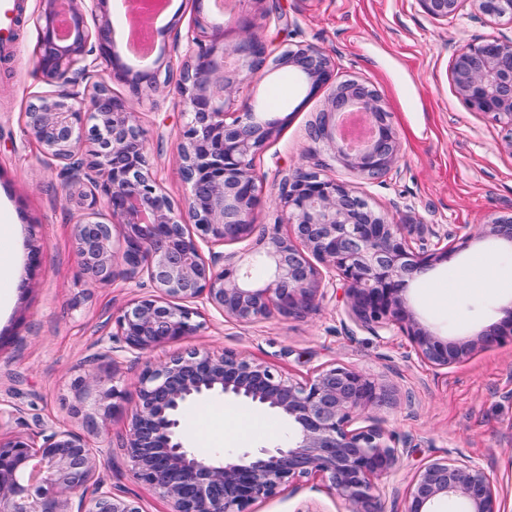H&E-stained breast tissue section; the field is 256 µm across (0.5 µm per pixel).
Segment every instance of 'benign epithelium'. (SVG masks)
Masks as SVG:
<instances>
[{"label":"benign epithelium","instance_id":"1","mask_svg":"<svg viewBox=\"0 0 512 512\" xmlns=\"http://www.w3.org/2000/svg\"><path fill=\"white\" fill-rule=\"evenodd\" d=\"M467 1L485 16L512 19V0H417L426 15L445 21ZM105 4L42 0L34 21L36 68L57 89L34 94L23 117L44 157L60 167L66 195H80L73 240L88 282L150 283L152 293L134 299L115 319L121 351L141 356L194 335L199 300L241 324L275 311L302 317L316 310L327 284L338 278L353 322L377 337L400 333L432 368H448L478 348L512 339L511 309L477 339L455 342L424 326L407 303L408 283L466 247L469 232L446 244L448 236L432 229L437 243L417 250L414 225L375 210L350 184L313 168L282 185L281 219L257 231L255 159L281 121L260 116L248 102L236 103L234 92L270 64L301 75L310 97L331 87L310 132L314 147L365 179L386 176L399 161V141L378 92L359 80L335 81L332 60L310 44H295L272 60L267 42L252 32L223 49L219 61L216 33L195 19L183 36L190 62L179 83L187 122L177 144L178 173L189 195L175 205L157 179L134 113V101L157 88L159 73L138 74L129 97L96 80L104 67L125 80L109 44ZM89 17L98 23L95 34ZM450 74L472 111L509 128L512 150V38L490 35L457 47ZM349 112L364 113L373 128L360 149L339 135ZM102 196L106 222L97 211ZM282 224L289 225L285 236ZM116 232L123 240L119 253ZM483 235L512 244V217H491ZM251 238L254 246L242 252L216 250ZM257 261L268 271L261 285L251 274ZM135 388L138 404L124 445L130 472L169 512H251L255 503L309 477L319 479L346 512H384L381 482L397 472L406 452L366 415L394 403V389L352 365L323 366L299 380L241 353L194 348L145 367ZM70 392L82 431L47 425L37 440L0 439V512H142L138 501L113 493L99 475L109 450L89 440L126 392L95 373L76 377ZM215 396L277 413L288 423V439L227 457L194 452L185 446L182 420L189 406ZM443 501L462 502L465 512H500L490 475L468 458L421 464L401 512H436Z\"/></svg>","mask_w":512,"mask_h":512}]
</instances>
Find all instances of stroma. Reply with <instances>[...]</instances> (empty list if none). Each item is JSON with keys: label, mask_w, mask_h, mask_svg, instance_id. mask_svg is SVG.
I'll return each instance as SVG.
<instances>
[{"label": "stroma", "mask_w": 512, "mask_h": 512, "mask_svg": "<svg viewBox=\"0 0 512 512\" xmlns=\"http://www.w3.org/2000/svg\"><path fill=\"white\" fill-rule=\"evenodd\" d=\"M22 7L14 40L0 43V203L12 206L21 228L23 270L4 318L0 319V436L33 437L44 425L80 430L72 413L70 383L87 371L114 380L126 397L100 436L110 453L104 473L114 492L135 498L143 512H168V504L130 474L123 447L138 402L135 383L146 365H157L191 348L233 350L304 379L331 363L356 366L397 391L395 404L376 409L387 433L408 449L398 472L387 480L389 512H401L408 486L425 461L464 456L479 462L494 479L501 512H512V340L477 351L468 360L435 370L423 364L401 335L383 339L346 315L343 284H336L316 311L301 318L279 314L240 325L225 321L208 304L198 303L195 335L118 364L92 362L98 344L115 329L118 313L134 298L150 293L149 282L116 280L107 287L89 284L73 250L77 211L65 199L57 165L39 163V149L24 128L22 114L45 83L36 69L33 18L39 0H16ZM205 0L208 25L221 26L225 45L239 42L248 23L271 50L307 43L335 63L336 78L359 79L378 91L401 144L397 169L366 181L313 152L309 131L325 107L324 95L308 97L303 82L287 70L268 72L241 86L236 97L260 103L270 94L284 102V123L255 160L263 178L254 211L256 224H279L282 182L298 168L326 163L327 175L350 182L377 209L396 220L436 225L449 235L477 229L493 215L512 211V135L490 117L471 111L450 79L455 47L487 35L512 38V22L476 14L464 6L446 21L426 15L416 0H232L215 16ZM195 15L192 0H177L156 21L154 59L169 62L165 81L136 105L147 149L163 191L183 203L188 187L177 173L175 155L185 122L178 91L185 58L182 40ZM488 254L500 271L512 272V246L491 239L471 240L447 262L410 284L408 297L420 320L440 336L465 341L498 322V296L491 290L461 289L452 305L436 302V283L456 279L477 254ZM209 398L189 410L207 415L203 428L209 452L242 451L278 444L280 431L268 411ZM258 417L252 435L236 438L238 420ZM321 512H344L320 480L302 479L293 492L256 503L255 512H297L304 503Z\"/></svg>", "instance_id": "35a3bbf8"}]
</instances>
